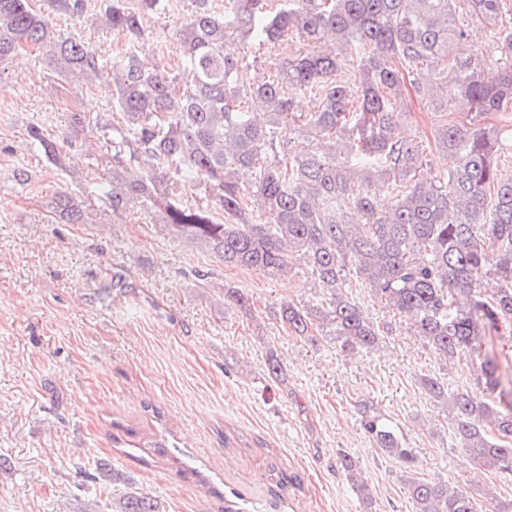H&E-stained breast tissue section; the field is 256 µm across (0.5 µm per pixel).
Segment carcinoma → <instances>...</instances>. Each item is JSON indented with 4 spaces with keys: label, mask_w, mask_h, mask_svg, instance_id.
Listing matches in <instances>:
<instances>
[{
    "label": "carcinoma",
    "mask_w": 512,
    "mask_h": 512,
    "mask_svg": "<svg viewBox=\"0 0 512 512\" xmlns=\"http://www.w3.org/2000/svg\"><path fill=\"white\" fill-rule=\"evenodd\" d=\"M165 2L106 0L95 22L122 43L109 61L80 39L56 36L49 14L31 0H0V61L24 44L42 45L60 92L101 84L112 97L117 120L71 115L74 133L104 139L111 152V167L88 182L87 194L114 215L151 213L175 239L226 265L285 275L302 257L328 298L316 308L281 305V320L301 339L316 340V329L346 351L375 347L380 327L348 292L361 281L412 320L438 356L470 357L476 389L450 394L433 377L423 387L449 404L462 448L512 476V388L495 358L481 352L487 332L505 328L512 336V177L495 162L503 138L445 123L435 142L455 166L419 178L418 147L394 133L411 90L474 120L512 107V17H504V0H190L174 69L140 59L144 19ZM48 7L80 15L84 0H48ZM478 28L495 46L493 63L460 51ZM290 34L298 38L292 56L272 73L240 80L259 68L249 45ZM418 68L428 72L425 84H406ZM450 80L460 94L448 101L441 88ZM286 86L318 96L319 110L294 112ZM29 137L48 163L70 168L40 128ZM243 169L254 170L252 182L239 181ZM182 183L201 191V204L182 203ZM384 191L393 194L389 207L380 203ZM55 209L66 224L88 223L82 202L65 190ZM490 279L496 288L486 296ZM359 413L378 448L414 464L381 413L368 404ZM340 467L368 495L354 459L343 456ZM408 493L415 512H475L449 482L415 479ZM116 512L160 510L148 494L131 491Z\"/></svg>",
    "instance_id": "cac0c4a2"
}]
</instances>
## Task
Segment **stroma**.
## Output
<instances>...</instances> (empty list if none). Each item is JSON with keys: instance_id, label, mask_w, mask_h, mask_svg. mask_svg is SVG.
<instances>
[{"instance_id": "1", "label": "stroma", "mask_w": 512, "mask_h": 512, "mask_svg": "<svg viewBox=\"0 0 512 512\" xmlns=\"http://www.w3.org/2000/svg\"><path fill=\"white\" fill-rule=\"evenodd\" d=\"M83 15L52 13L61 36L105 53L115 44ZM186 5L149 15L142 59L174 63L172 42ZM108 119L103 86L62 94L44 49L26 45L0 62V512H112L128 490L152 495L162 512H414L413 479L455 482L477 512L512 500V478L468 464L446 404L422 380L473 387L465 361L446 362L411 320L354 289L382 328L372 350L344 353L333 339L309 342L280 323L281 303L320 306L326 293L302 260L291 273L227 266L173 240L137 210L113 215L87 196L106 150L87 149L70 115ZM468 127L465 113L412 99L397 133L418 146L425 174L452 163L435 145L438 125ZM57 141L72 171L48 163L30 125ZM26 180H18L17 171ZM83 198L85 224H59V190ZM246 307L226 305L225 287ZM283 368L267 372L269 358ZM396 426L417 462L384 453L364 433L361 404ZM353 457L371 497L362 499L339 465ZM110 474L84 480L97 464Z\"/></svg>"}]
</instances>
